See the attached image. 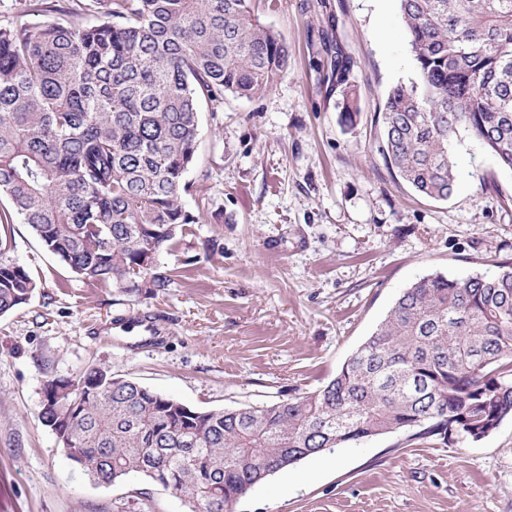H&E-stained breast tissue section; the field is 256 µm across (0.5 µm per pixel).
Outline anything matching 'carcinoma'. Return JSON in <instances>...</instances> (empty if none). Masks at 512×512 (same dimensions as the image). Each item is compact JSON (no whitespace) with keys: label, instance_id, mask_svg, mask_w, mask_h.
I'll return each instance as SVG.
<instances>
[{"label":"carcinoma","instance_id":"obj_1","mask_svg":"<svg viewBox=\"0 0 512 512\" xmlns=\"http://www.w3.org/2000/svg\"><path fill=\"white\" fill-rule=\"evenodd\" d=\"M0 26V224L20 217L43 246L96 284L164 291L171 275L133 266L186 224L185 176L198 101L250 99L288 69L285 39L252 0H73ZM417 80L389 92L383 155L418 193L451 195L448 142L467 131L512 172V0H398ZM89 16L101 21L88 24ZM347 121L360 112L343 97ZM0 315L37 284L5 257ZM493 276L434 274L402 290L376 331L322 387L262 407L197 410L93 367L53 379L40 419L99 483L171 488L188 512H233L269 477L374 436L479 441L512 418V259Z\"/></svg>","mask_w":512,"mask_h":512}]
</instances>
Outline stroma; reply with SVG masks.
Masks as SVG:
<instances>
[{
  "label": "stroma",
  "mask_w": 512,
  "mask_h": 512,
  "mask_svg": "<svg viewBox=\"0 0 512 512\" xmlns=\"http://www.w3.org/2000/svg\"><path fill=\"white\" fill-rule=\"evenodd\" d=\"M254 7L290 63L253 98L200 100L183 197L196 221L156 259L170 288L87 282L27 224L0 225L37 283L0 316V512H186L137 477L90 481L39 418L52 379L103 367L198 410L291 399L330 381L412 282L512 258V172L466 131L449 145L448 199L418 195L385 161L378 114L416 77L397 0ZM332 44L352 59L347 84L328 78ZM351 87L361 110L347 123ZM234 512H512V419L477 442L398 433L311 456Z\"/></svg>",
  "instance_id": "obj_1"
}]
</instances>
